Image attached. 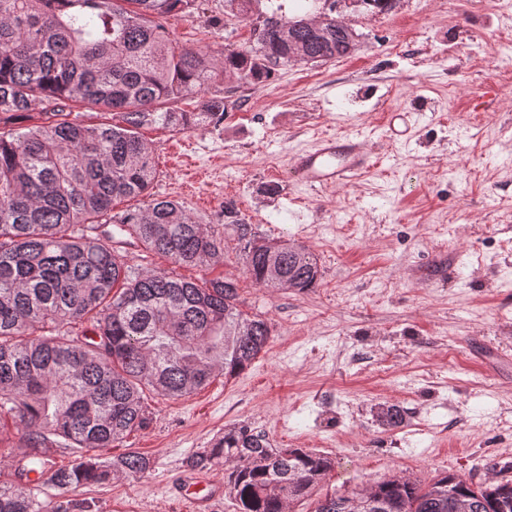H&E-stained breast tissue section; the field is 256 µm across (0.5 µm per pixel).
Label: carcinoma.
<instances>
[{
  "instance_id": "carcinoma-1",
  "label": "carcinoma",
  "mask_w": 512,
  "mask_h": 512,
  "mask_svg": "<svg viewBox=\"0 0 512 512\" xmlns=\"http://www.w3.org/2000/svg\"><path fill=\"white\" fill-rule=\"evenodd\" d=\"M196 0H0V423L20 431L21 466L0 483V512H71L55 497L38 501L37 479L62 491L103 484L117 473L142 475L148 458L110 448L150 423L146 393L191 394L221 374L229 380L269 345L268 320L240 308L236 280L200 283L131 265L100 230L120 224L143 247L178 265L208 268L224 255V233L199 222L175 199L151 192L152 145L139 129L191 131L224 120L235 106L205 94L233 73L264 85L286 66L288 23L266 24L253 46L216 58L180 46L163 24L189 15ZM327 59L347 55L344 32L310 41ZM197 99L194 110L171 102ZM75 104L112 113V123L71 117ZM52 120L29 124L36 106ZM142 198L117 219L112 204ZM243 273L256 285L295 281L316 287L317 258L298 266L288 242H271L224 201ZM82 450L68 467L52 455L59 440ZM203 471L224 467L238 512H288L312 494L332 460L301 448H274L245 427L225 429L190 457ZM388 512H450L448 496L473 494V512H512V482L475 489L445 473L427 482L376 483ZM313 512H346L326 494Z\"/></svg>"
}]
</instances>
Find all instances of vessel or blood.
<instances>
[{
    "label": "vessel or blood",
    "instance_id": "1",
    "mask_svg": "<svg viewBox=\"0 0 512 512\" xmlns=\"http://www.w3.org/2000/svg\"><path fill=\"white\" fill-rule=\"evenodd\" d=\"M296 177L312 188H325L349 182L371 165L364 141L356 135L333 134L319 139L312 149L296 153L290 159ZM223 491L220 484L192 471L174 477L169 494L188 501L195 512H205Z\"/></svg>",
    "mask_w": 512,
    "mask_h": 512
}]
</instances>
